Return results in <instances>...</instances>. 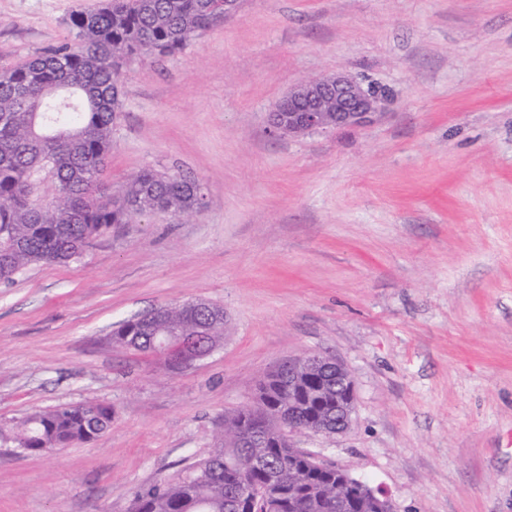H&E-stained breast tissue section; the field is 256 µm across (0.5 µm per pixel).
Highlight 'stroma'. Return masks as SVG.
<instances>
[{"instance_id": "1", "label": "stroma", "mask_w": 512, "mask_h": 512, "mask_svg": "<svg viewBox=\"0 0 512 512\" xmlns=\"http://www.w3.org/2000/svg\"><path fill=\"white\" fill-rule=\"evenodd\" d=\"M97 2L0 0V68L73 42ZM338 71L390 90L373 123L270 134L291 86ZM145 168L197 180L203 210L112 225L0 284V512H132L309 352L346 368L356 410L292 446L394 512H512V0H243L129 65L107 193ZM196 299L227 335L191 367L113 344ZM91 401L112 408L92 442L34 454L5 436Z\"/></svg>"}]
</instances>
